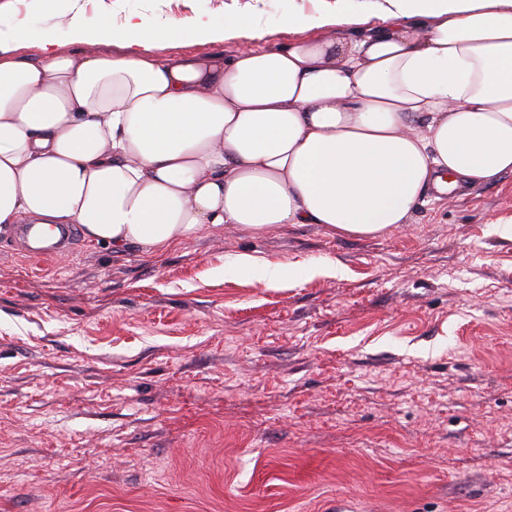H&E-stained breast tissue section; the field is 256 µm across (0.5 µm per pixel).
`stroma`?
I'll return each instance as SVG.
<instances>
[{
	"instance_id": "stroma-1",
	"label": "stroma",
	"mask_w": 512,
	"mask_h": 512,
	"mask_svg": "<svg viewBox=\"0 0 512 512\" xmlns=\"http://www.w3.org/2000/svg\"><path fill=\"white\" fill-rule=\"evenodd\" d=\"M245 5L272 49L319 0L111 18ZM506 225L511 173L369 236L224 228L153 254L78 235L37 272L0 229V512H512Z\"/></svg>"
}]
</instances>
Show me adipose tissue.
Returning <instances> with one entry per match:
<instances>
[{
  "label": "adipose tissue",
  "instance_id": "obj_1",
  "mask_svg": "<svg viewBox=\"0 0 512 512\" xmlns=\"http://www.w3.org/2000/svg\"><path fill=\"white\" fill-rule=\"evenodd\" d=\"M320 2L280 17L301 37L275 50L247 10L1 26L0 228L151 250L222 226L373 235L425 190L512 173V0ZM173 39L215 51L160 56Z\"/></svg>",
  "mask_w": 512,
  "mask_h": 512
}]
</instances>
